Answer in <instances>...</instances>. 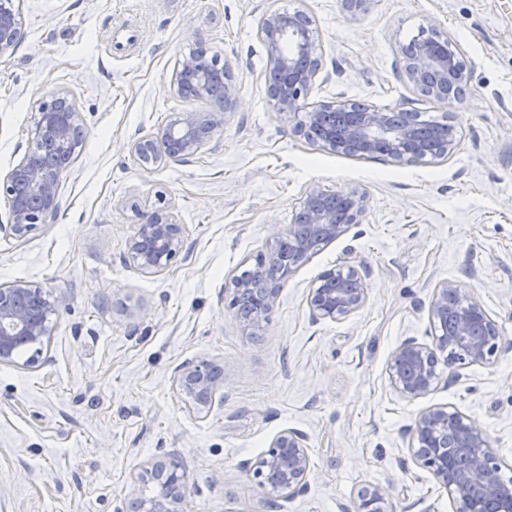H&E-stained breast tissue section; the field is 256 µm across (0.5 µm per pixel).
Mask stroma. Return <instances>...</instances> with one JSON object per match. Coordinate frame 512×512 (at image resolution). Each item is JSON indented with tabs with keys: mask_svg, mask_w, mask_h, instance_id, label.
<instances>
[{
	"mask_svg": "<svg viewBox=\"0 0 512 512\" xmlns=\"http://www.w3.org/2000/svg\"><path fill=\"white\" fill-rule=\"evenodd\" d=\"M302 3L329 76L314 99L451 116L453 151L399 164L308 140L268 102L257 36L267 0H21L24 39L0 56V172L20 161L54 92L75 98L83 138L57 218L22 239L0 233V284L69 299L43 361L0 364V512H132L145 494L139 468L172 452L192 512H349L363 486L385 483L396 512H452L409 452L431 406L479 423L512 471V0H371L356 20L340 0L276 5ZM422 28L453 38L471 69L454 106L402 77L396 50ZM199 46L230 61L239 105L196 156L143 168L134 139L208 108L167 89ZM315 184L365 189L369 208L314 250L261 328H244L224 288L268 251L272 226L292 225ZM161 196L176 205L184 251L153 277L124 255ZM342 264L365 275V306L313 320L312 285ZM447 281L484 304L500 350L492 364L442 371L409 401L388 366L405 339L435 345L429 304ZM187 360L224 366V396L204 417L173 387ZM286 429L305 435L310 458L304 491L288 501L245 469Z\"/></svg>",
	"mask_w": 512,
	"mask_h": 512,
	"instance_id": "obj_1",
	"label": "stroma"
}]
</instances>
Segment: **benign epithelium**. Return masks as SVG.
<instances>
[{
  "label": "benign epithelium",
  "mask_w": 512,
  "mask_h": 512,
  "mask_svg": "<svg viewBox=\"0 0 512 512\" xmlns=\"http://www.w3.org/2000/svg\"><path fill=\"white\" fill-rule=\"evenodd\" d=\"M17 2L0 0V55L14 51L23 31ZM259 36L267 52L266 83L272 109L283 115H304L310 125H321L322 147L335 152L359 151L365 156L383 143L387 155L398 163L415 161L426 130L416 122L415 113H397L366 104L353 112L347 100L310 101L319 78L323 45L310 12L300 7L292 12L270 5L262 15ZM407 83L416 92L448 106L456 102L453 90H462L470 70L450 38L442 46L423 45L413 56L398 51ZM169 92L210 104L211 111L177 112L156 133L137 138L130 150L148 169L162 161L182 162L198 153L221 126L223 112L238 106L241 90L233 80L231 64L224 62V90L216 94L202 61L189 55L169 81ZM81 115L71 94L57 92L43 99L35 113V139L22 159L0 174V195L9 202L10 223L0 232L22 239L56 217L60 208L59 185L64 168L56 166L53 155L73 154L77 145ZM159 206L139 225L128 243L125 262L144 274L160 275L182 253L184 236L174 204L163 197ZM369 207L363 189L330 190L314 185L299 204L294 223L307 224L322 243L344 236L360 222ZM292 236V229L277 225L271 230L270 251L261 257L266 263L278 261V243ZM316 249L297 240L292 262L280 281L261 289L255 316L245 323L258 329L274 306L284 282ZM364 275L353 266H337L319 277L309 293L314 319L340 320L358 312L367 300ZM65 297L54 296L39 285L16 281L0 285V364H10L22 348L32 351L30 363L38 362L52 334L51 316ZM434 327L441 331L433 347L408 339L394 351L389 377L398 393L410 400L428 395L438 384L439 366H483L492 362L499 343L489 341L482 330L493 327V319L481 301L461 296L451 283L436 288L429 306ZM174 386L186 405L198 414L208 412L223 395L224 375H215L207 361H187L177 368ZM411 451L416 465L430 473L458 505L456 512H512V485L502 479L498 456L482 427L459 411L433 407L422 412L411 430ZM253 480L263 484L268 472L280 476L283 501L305 489L309 468L305 436L285 430L276 435L269 448L246 465ZM136 482L152 484L155 494L146 502L145 512H190L185 489L187 476L179 455L171 453L143 465ZM354 512H392L390 487L376 485L362 490Z\"/></svg>",
  "instance_id": "obj_1"
}]
</instances>
